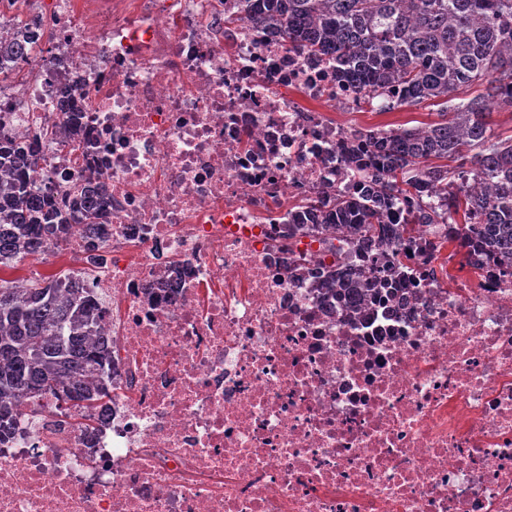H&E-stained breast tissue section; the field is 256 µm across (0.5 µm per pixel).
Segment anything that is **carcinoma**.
I'll return each mask as SVG.
<instances>
[{
  "instance_id": "cac0c4a2",
  "label": "carcinoma",
  "mask_w": 512,
  "mask_h": 512,
  "mask_svg": "<svg viewBox=\"0 0 512 512\" xmlns=\"http://www.w3.org/2000/svg\"><path fill=\"white\" fill-rule=\"evenodd\" d=\"M230 26L274 30L301 53L336 59V79L388 110L440 99L442 120L354 132L370 140L349 165L374 177L373 193L336 197L323 232L349 228L391 244L412 231L386 222V202L418 200L415 223L454 224L512 263V137L492 138L489 105L512 112V0H240ZM34 145L0 137V267L61 253L74 226L94 224L84 260L106 264V194L84 182L50 198L52 182ZM430 199L420 201L422 189ZM102 297L68 272L0 277V443L23 405L48 397L78 415L112 389V350L101 342Z\"/></svg>"
}]
</instances>
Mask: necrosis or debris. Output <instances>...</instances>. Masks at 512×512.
Wrapping results in <instances>:
<instances>
[{
	"mask_svg": "<svg viewBox=\"0 0 512 512\" xmlns=\"http://www.w3.org/2000/svg\"><path fill=\"white\" fill-rule=\"evenodd\" d=\"M239 8L28 0L54 39L0 89V132L112 198L89 280L112 393L91 421L46 415L34 450L20 417L0 512H512V266L471 239L458 269L447 224L337 255L313 226L368 190L347 162L365 141L309 104L364 101L332 57L225 28ZM359 272L366 292L340 295Z\"/></svg>",
	"mask_w": 512,
	"mask_h": 512,
	"instance_id": "obj_1",
	"label": "necrosis or debris"
}]
</instances>
